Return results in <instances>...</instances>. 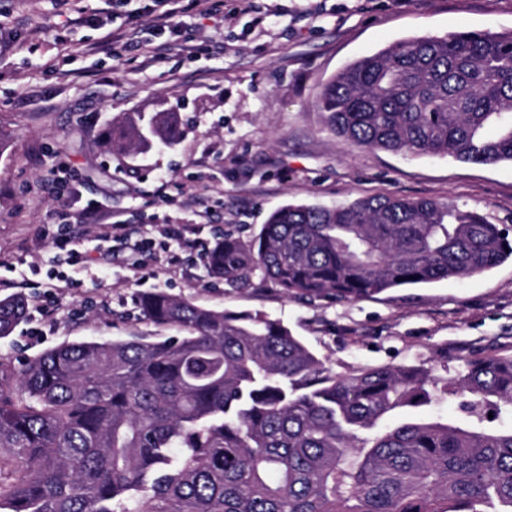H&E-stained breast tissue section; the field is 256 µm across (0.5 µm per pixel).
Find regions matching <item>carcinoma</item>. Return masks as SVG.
Listing matches in <instances>:
<instances>
[{"mask_svg": "<svg viewBox=\"0 0 512 512\" xmlns=\"http://www.w3.org/2000/svg\"><path fill=\"white\" fill-rule=\"evenodd\" d=\"M357 147L512 163V32L392 43L339 71L315 104ZM176 113L129 114L102 145L172 146ZM512 259L478 212L395 195L288 204L257 236L206 255L229 285L356 301L458 280ZM144 316L185 335L64 343L0 359V512H512V355L337 374L280 321L200 307L162 290ZM0 298V339L27 315ZM466 426L432 408L438 385Z\"/></svg>", "mask_w": 512, "mask_h": 512, "instance_id": "cac0c4a2", "label": "carcinoma"}]
</instances>
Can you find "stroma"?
<instances>
[{"instance_id": "35a3bbf8", "label": "stroma", "mask_w": 512, "mask_h": 512, "mask_svg": "<svg viewBox=\"0 0 512 512\" xmlns=\"http://www.w3.org/2000/svg\"><path fill=\"white\" fill-rule=\"evenodd\" d=\"M150 0H0L15 46L0 54V298L27 271L29 317L0 339V358H32L80 340L166 339L142 294L160 289L193 303L280 320L333 372L426 361L455 376L464 360L512 355V262L464 280L395 288L339 301L284 294L252 277H208L203 248L224 235L247 241L290 202L334 206L391 194L454 202L512 232V164L360 149L336 139L315 102L340 69L397 40L454 31H512V0H200L184 20L193 54L161 50ZM107 12L106 28L80 8ZM140 12L144 47L111 57L107 29ZM178 113L182 137L129 158L100 134L129 112ZM98 201L102 223L73 232L104 279L44 300L62 204ZM127 225L107 244L105 225ZM181 224L196 251L161 249ZM156 243L139 248L141 239ZM39 274H29V267Z\"/></svg>"}]
</instances>
